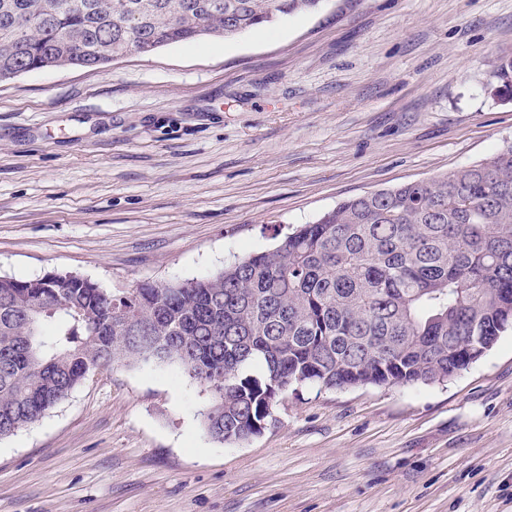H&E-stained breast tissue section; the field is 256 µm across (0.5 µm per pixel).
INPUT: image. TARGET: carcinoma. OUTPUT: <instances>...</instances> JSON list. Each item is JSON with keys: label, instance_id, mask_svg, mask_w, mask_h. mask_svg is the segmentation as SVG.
<instances>
[{"label": "carcinoma", "instance_id": "cac0c4a2", "mask_svg": "<svg viewBox=\"0 0 512 512\" xmlns=\"http://www.w3.org/2000/svg\"><path fill=\"white\" fill-rule=\"evenodd\" d=\"M323 0H0V76L93 68L233 38ZM512 94V56L498 60ZM512 329V145L336 205L207 277L113 293L80 276H0V438L90 373L178 365L209 393L205 434L243 444L288 389L447 381Z\"/></svg>", "mask_w": 512, "mask_h": 512}]
</instances>
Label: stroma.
Wrapping results in <instances>:
<instances>
[{
  "label": "stroma",
  "mask_w": 512,
  "mask_h": 512,
  "mask_svg": "<svg viewBox=\"0 0 512 512\" xmlns=\"http://www.w3.org/2000/svg\"><path fill=\"white\" fill-rule=\"evenodd\" d=\"M512 0H325L231 39L0 82V276L216 273L338 202L512 144ZM181 369L116 364L0 439V512H512V331L447 382L289 390L207 437Z\"/></svg>",
  "instance_id": "35a3bbf8"
}]
</instances>
